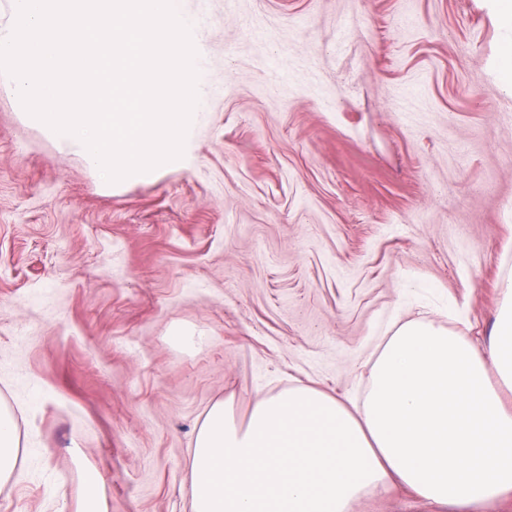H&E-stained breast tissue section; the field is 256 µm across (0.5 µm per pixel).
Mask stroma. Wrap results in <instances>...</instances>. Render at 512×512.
<instances>
[{
  "mask_svg": "<svg viewBox=\"0 0 512 512\" xmlns=\"http://www.w3.org/2000/svg\"><path fill=\"white\" fill-rule=\"evenodd\" d=\"M186 165L102 185L0 91V512H191L196 431L301 383L359 401L394 321L484 342L512 270L498 0H180ZM203 341L183 350L174 326ZM101 482L89 495L86 469ZM352 512H438L397 486ZM20 447L16 421L12 411L0 405V484L13 476Z\"/></svg>",
  "mask_w": 512,
  "mask_h": 512,
  "instance_id": "35a3bbf8",
  "label": "stroma"
}]
</instances>
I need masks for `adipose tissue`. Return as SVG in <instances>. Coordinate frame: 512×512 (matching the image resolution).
Returning <instances> with one entry per match:
<instances>
[{"instance_id":"ef3b65f1","label":"adipose tissue","mask_w":512,"mask_h":512,"mask_svg":"<svg viewBox=\"0 0 512 512\" xmlns=\"http://www.w3.org/2000/svg\"><path fill=\"white\" fill-rule=\"evenodd\" d=\"M498 292L482 347L431 321L399 324L362 403L300 385L256 401L242 424L214 404L193 445L192 512H352L392 483L441 506L512 495V272ZM19 447L0 405V484Z\"/></svg>"}]
</instances>
